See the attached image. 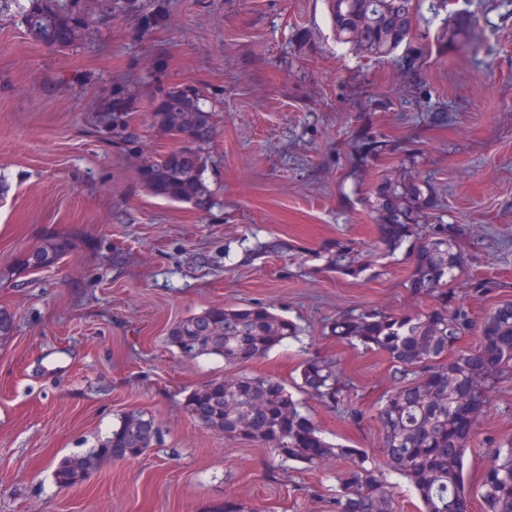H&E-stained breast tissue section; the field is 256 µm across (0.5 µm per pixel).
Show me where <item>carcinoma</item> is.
I'll list each match as a JSON object with an SVG mask.
<instances>
[{
  "instance_id": "obj_1",
  "label": "carcinoma",
  "mask_w": 512,
  "mask_h": 512,
  "mask_svg": "<svg viewBox=\"0 0 512 512\" xmlns=\"http://www.w3.org/2000/svg\"><path fill=\"white\" fill-rule=\"evenodd\" d=\"M336 39L357 52L389 58L401 46L423 44V0H326ZM15 7L29 35L57 51L73 46L89 21L107 25L130 17L141 33L165 24V14L147 0H98L92 17L88 0H0ZM151 108L153 125L175 146L144 157L132 112L141 101ZM93 124L115 149L139 157L137 185L154 197L191 204H212L214 190L205 177L208 158L203 148L216 132L215 111L190 83L153 86L136 79L112 82L98 104ZM374 195L381 218L378 243L386 253L404 247L412 265L408 287L430 305L419 311L386 312L360 307L336 316L330 333L352 347L385 354L390 363V388L369 412L345 404L350 381L339 360L312 359L302 366L298 388L326 405L343 407L345 418L358 425L374 419L382 432L388 471L406 479L421 503V512H466L471 495L480 497L483 512H512V437L479 438L477 425L492 403V393L512 381V301L496 300L500 283L492 276H474L472 292L492 307L480 316L457 296L450 283L467 267L461 229L443 223L442 203L426 179L385 177ZM67 250L55 242L30 256L40 265ZM357 243L338 239L323 248L326 267L355 273ZM298 327L269 307L210 308L176 323L170 341L188 357L216 355L226 364L265 356ZM475 339L478 346L458 350ZM187 409L206 427L227 437L257 442L282 461L318 467L346 459L338 476L335 512H403L397 485L389 482L361 448L331 444L301 410L284 383L272 376H226L192 391ZM157 438L153 417L128 413L99 447L85 456L63 459L55 472L62 486H76L84 473L103 461L137 457ZM487 459L474 490L464 477L468 450Z\"/></svg>"
}]
</instances>
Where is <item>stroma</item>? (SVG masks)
<instances>
[{
  "instance_id": "35a3bbf8",
  "label": "stroma",
  "mask_w": 512,
  "mask_h": 512,
  "mask_svg": "<svg viewBox=\"0 0 512 512\" xmlns=\"http://www.w3.org/2000/svg\"><path fill=\"white\" fill-rule=\"evenodd\" d=\"M166 24L139 39L132 21L91 24L49 50L15 11L0 12V512H334L345 462L312 469L229 439L189 413L188 395L227 376L273 375L296 391L301 364L341 358L351 400L389 388V364L326 328L367 305L426 308L403 251L376 250L372 190L386 173L430 177L444 220L461 225L468 272L458 296L476 313L472 275L510 284L512 300V0L424 10L430 46L416 70L337 43L325 0H152ZM188 82L217 108L206 172L210 208L136 187L138 159L89 123L113 81ZM385 144L364 157L362 138ZM355 239L366 272H329L317 250ZM58 240L69 250L27 266ZM281 241L283 253H255ZM275 306L300 329L260 360L186 357L171 327L212 307ZM334 444L380 446L374 420L302 397ZM134 410L154 416L147 453L105 461L60 486L64 458L89 453ZM482 436L512 437V382L496 389Z\"/></svg>"
}]
</instances>
